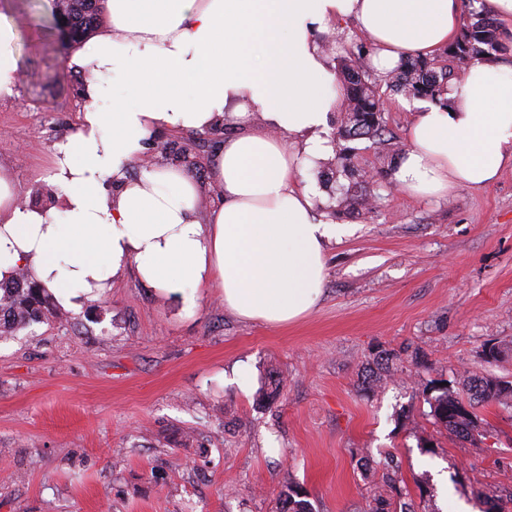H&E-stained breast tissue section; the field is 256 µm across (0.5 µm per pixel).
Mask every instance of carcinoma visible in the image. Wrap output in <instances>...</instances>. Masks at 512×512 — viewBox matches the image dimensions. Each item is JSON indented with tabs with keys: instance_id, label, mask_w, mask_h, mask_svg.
Segmentation results:
<instances>
[{
	"instance_id": "obj_1",
	"label": "carcinoma",
	"mask_w": 512,
	"mask_h": 512,
	"mask_svg": "<svg viewBox=\"0 0 512 512\" xmlns=\"http://www.w3.org/2000/svg\"><path fill=\"white\" fill-rule=\"evenodd\" d=\"M105 11V0H70L66 11L69 41L78 43L97 27ZM504 48L500 25L489 13L471 10L463 22L454 43L435 58H406L384 78H370L369 50L360 45L353 57L341 64L345 103L337 131L338 140L345 145L336 151L331 167L336 174L350 179L351 184L340 200L348 211L368 208L370 197L366 192L369 177L352 163L353 149L346 142L367 139L375 145H392L391 135L384 121V102L393 92L409 97L428 98L445 102L448 86L473 63L493 56ZM50 295L44 288H26L13 278L0 283V333L12 332L29 326L39 319V307L48 303ZM473 395L483 401L500 400L512 395V385L477 379ZM432 416L446 430L466 438L477 428L478 417L458 397L444 387L441 393L428 399ZM277 512H312L307 501L286 487L278 496Z\"/></svg>"
}]
</instances>
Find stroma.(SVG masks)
I'll return each mask as SVG.
<instances>
[{
	"label": "stroma",
	"mask_w": 512,
	"mask_h": 512,
	"mask_svg": "<svg viewBox=\"0 0 512 512\" xmlns=\"http://www.w3.org/2000/svg\"><path fill=\"white\" fill-rule=\"evenodd\" d=\"M0 13L18 32L19 92L0 101V165L45 207L84 78L45 0H0ZM213 141L163 133L148 155L207 189ZM354 146L377 199L341 209L348 180L309 167L319 212L355 232L329 245L324 294L299 322L245 321L214 288L187 313L130 272L80 312L53 303L0 336V512H275L288 485L314 512H370L381 496L415 512H512V405L476 406L478 429L459 439L428 403L443 383L464 398L472 379L512 382V169L420 200L371 142ZM382 350L395 357L377 370ZM271 374L282 387L269 404Z\"/></svg>",
	"instance_id": "35a3bbf8"
}]
</instances>
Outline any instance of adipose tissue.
Wrapping results in <instances>:
<instances>
[{"instance_id":"adipose-tissue-1","label":"adipose tissue","mask_w":512,"mask_h":512,"mask_svg":"<svg viewBox=\"0 0 512 512\" xmlns=\"http://www.w3.org/2000/svg\"><path fill=\"white\" fill-rule=\"evenodd\" d=\"M460 20V0H107L106 23L66 60L85 75L88 104L51 156L55 205L31 206L0 165V282L26 269L77 311L132 270L187 312L194 289L216 288L243 320L301 319L322 296L328 245L352 233L317 213L300 183L334 150L324 136L330 55L343 44L330 33L353 22L386 73L449 46ZM15 40L0 21V100L18 94ZM447 99L412 104L409 147L392 173L407 195L484 187L512 168V67L477 62ZM254 112L263 129L249 128ZM226 120L238 131L220 143L208 215L183 168L149 165L128 178L159 133Z\"/></svg>"}]
</instances>
